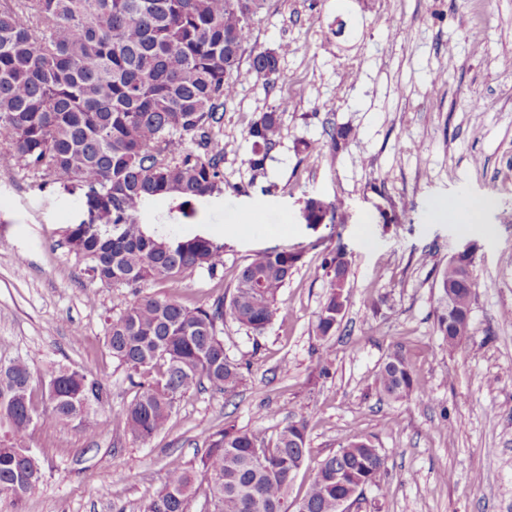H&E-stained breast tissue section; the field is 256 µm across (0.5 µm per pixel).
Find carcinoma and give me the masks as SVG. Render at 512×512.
<instances>
[{"label":"carcinoma","instance_id":"1","mask_svg":"<svg viewBox=\"0 0 512 512\" xmlns=\"http://www.w3.org/2000/svg\"><path fill=\"white\" fill-rule=\"evenodd\" d=\"M266 0H0V157L42 178L86 189L87 218L68 228L69 251L89 276L135 298L112 314L106 346L130 370L136 393L122 412L92 417L108 401L97 376L66 366L42 381L36 399L34 365L0 358V502L23 512L26 496L42 480L28 439L35 428L76 422L94 436L112 426L146 444L165 432L179 402L204 383L232 393L239 364L224 352L220 325L229 316L256 336L279 312L278 295L301 254L268 250L238 273L230 297L190 307L161 295L138 296L149 284L224 268L223 247L201 233L178 234L168 222L186 223L199 206L224 193V103L235 95L229 78L248 56L250 71L268 90L282 80L288 52L247 50L251 25ZM287 108L279 103L250 123L248 164L263 176L280 142ZM351 130L332 127L325 144L302 142L310 155L341 148ZM168 203L154 222L142 221L158 200ZM345 223L343 204L309 198L304 219ZM112 225V234L98 226ZM329 291L317 315L322 339L336 333L349 295L346 252L325 259ZM436 327L449 350L467 336L462 317L472 311V271L448 262L439 274ZM374 390L400 401L423 394L403 349L379 368ZM303 410L276 437L234 427L204 438L200 458L167 469L144 512H187L197 480L207 482L210 512H345L368 487L386 493L385 455L367 438L347 442L317 463L305 495L288 502L296 473L307 463Z\"/></svg>","mask_w":512,"mask_h":512}]
</instances>
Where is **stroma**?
<instances>
[{
    "label": "stroma",
    "instance_id": "stroma-1",
    "mask_svg": "<svg viewBox=\"0 0 512 512\" xmlns=\"http://www.w3.org/2000/svg\"><path fill=\"white\" fill-rule=\"evenodd\" d=\"M250 44L290 50L278 91L245 72L224 108L226 192L190 226L223 244L224 269L144 291L210 304L253 254L285 248L302 259L280 313L259 337L225 320L224 350L242 384L230 395L190 393L150 443L113 427L93 439L73 425L35 429L44 479L24 512H143L166 469L201 455L207 433L233 425L272 438L300 408L310 455L291 498L304 494L318 461L366 437L386 456L387 492L366 490L351 512H512V0H268ZM283 94L292 104L280 145L266 176L253 177L246 130ZM329 125L351 129L342 150L297 153V141L324 140ZM83 197L76 183H46L0 160V357L33 354L39 372L60 364L98 376L110 392L102 418L135 393L105 345L132 294L93 282L65 246L67 227L84 218ZM310 197L344 200L345 223L304 224ZM465 197L493 200L489 235L432 210L437 199ZM254 208L263 229L228 234ZM467 241L476 245V295L465 348L451 352L436 329L439 274ZM340 246L349 303L325 341L315 334L328 294L323 263ZM398 345L426 399L375 393L374 375Z\"/></svg>",
    "mask_w": 512,
    "mask_h": 512
}]
</instances>
